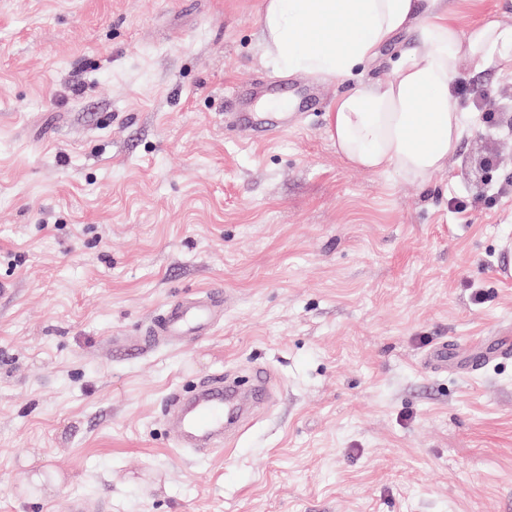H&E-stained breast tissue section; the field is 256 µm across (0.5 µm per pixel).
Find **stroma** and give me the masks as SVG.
I'll return each instance as SVG.
<instances>
[{"label": "stroma", "mask_w": 512, "mask_h": 512, "mask_svg": "<svg viewBox=\"0 0 512 512\" xmlns=\"http://www.w3.org/2000/svg\"><path fill=\"white\" fill-rule=\"evenodd\" d=\"M261 0H0V512H512V74L461 63L472 117L422 184L337 152L327 103L386 79L268 65ZM288 99L250 140L227 95ZM210 335L140 350L168 302ZM447 347V361L433 354ZM230 451L175 447L172 390L250 365ZM223 306V293L217 288L171 302L148 327L141 337V344L151 348L164 342H180L187 336H206Z\"/></svg>", "instance_id": "35a3bbf8"}]
</instances>
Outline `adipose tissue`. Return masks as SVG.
Returning <instances> with one entry per match:
<instances>
[{
	"label": "adipose tissue",
	"mask_w": 512,
	"mask_h": 512,
	"mask_svg": "<svg viewBox=\"0 0 512 512\" xmlns=\"http://www.w3.org/2000/svg\"><path fill=\"white\" fill-rule=\"evenodd\" d=\"M260 25L276 71L335 78L413 32L417 48L390 77L340 96L327 123L350 165L423 183L459 148L465 115L450 93L459 62L512 73V23L502 11L463 31L451 0H262Z\"/></svg>",
	"instance_id": "1"
}]
</instances>
